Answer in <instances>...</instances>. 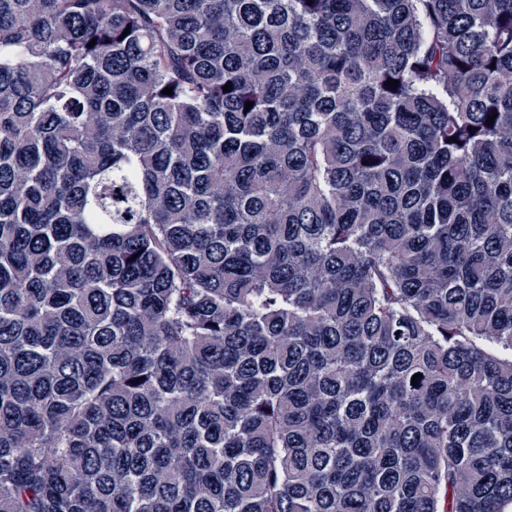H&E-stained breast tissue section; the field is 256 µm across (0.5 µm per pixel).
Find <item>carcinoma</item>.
<instances>
[{
	"mask_svg": "<svg viewBox=\"0 0 512 512\" xmlns=\"http://www.w3.org/2000/svg\"><path fill=\"white\" fill-rule=\"evenodd\" d=\"M0 512H512V0H0Z\"/></svg>",
	"mask_w": 512,
	"mask_h": 512,
	"instance_id": "1",
	"label": "carcinoma"
}]
</instances>
